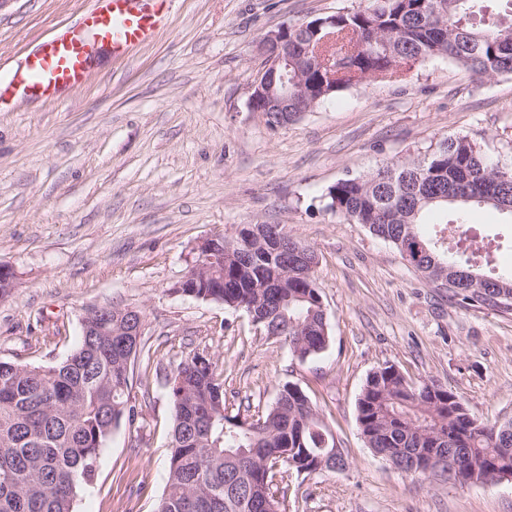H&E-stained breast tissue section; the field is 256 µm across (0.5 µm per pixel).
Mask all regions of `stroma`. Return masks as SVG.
I'll list each match as a JSON object with an SVG mask.
<instances>
[{
	"label": "stroma",
	"instance_id": "35a3bbf8",
	"mask_svg": "<svg viewBox=\"0 0 512 512\" xmlns=\"http://www.w3.org/2000/svg\"><path fill=\"white\" fill-rule=\"evenodd\" d=\"M361 0H173L154 38L98 51L84 85L52 100L13 97L0 111V359L50 367L76 346L87 310L136 307L150 362L132 366L134 426L105 441L75 512H156L168 478L172 403L165 376L205 352L231 412L249 417L285 383L316 403L348 461L285 473L289 512H512V481L452 485L396 470L367 447L357 399L395 365L434 380L468 412L512 417V312L465 307L392 245L326 210L338 179L477 140L512 160V74L479 80L445 59L367 79L273 128L248 109L263 38ZM87 0H0V67L15 69L76 21ZM240 224H282L313 248L331 343L299 359L243 310L173 293L197 246ZM479 233L512 271V216L479 210Z\"/></svg>",
	"mask_w": 512,
	"mask_h": 512
}]
</instances>
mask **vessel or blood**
Here are the masks:
<instances>
[{
    "label": "vessel or blood",
    "instance_id": "b4317fda",
    "mask_svg": "<svg viewBox=\"0 0 512 512\" xmlns=\"http://www.w3.org/2000/svg\"><path fill=\"white\" fill-rule=\"evenodd\" d=\"M171 0H89L78 24L61 29L27 56L8 82L25 95L50 98L85 82L98 48L113 54L150 41Z\"/></svg>",
    "mask_w": 512,
    "mask_h": 512
}]
</instances>
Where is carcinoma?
Listing matches in <instances>:
<instances>
[{"label": "carcinoma", "mask_w": 512, "mask_h": 512, "mask_svg": "<svg viewBox=\"0 0 512 512\" xmlns=\"http://www.w3.org/2000/svg\"><path fill=\"white\" fill-rule=\"evenodd\" d=\"M491 0H370L367 7L288 26L295 65L288 70V120L300 107L369 78L445 58L479 78L512 73V0L496 12ZM326 208L393 245L428 283L448 280L465 307L512 311V274L482 275L472 261L485 246L438 248L421 218L454 208L450 223L470 228L472 209L512 213V162L490 158L467 136L446 139L423 157L386 166L369 177L341 178L327 189ZM248 250L213 255L199 277L173 291L241 309L255 327L288 343L304 359L331 341L315 280L318 255L281 224H243ZM134 317L106 304L82 320L77 348L60 363L31 367L0 360V512H74L78 493L94 479L112 431L134 424L131 365L142 352L130 335ZM173 406L167 490L157 512H288L276 475L313 473L314 458L336 447L317 406L280 389L251 419L228 413L217 361L195 353L165 377ZM368 447L391 456L416 477L438 474L430 449L446 448L472 483L512 474V419L493 425L471 416L456 394L425 380L411 382L393 365L369 373L357 401Z\"/></svg>", "instance_id": "cac0c4a2"}]
</instances>
